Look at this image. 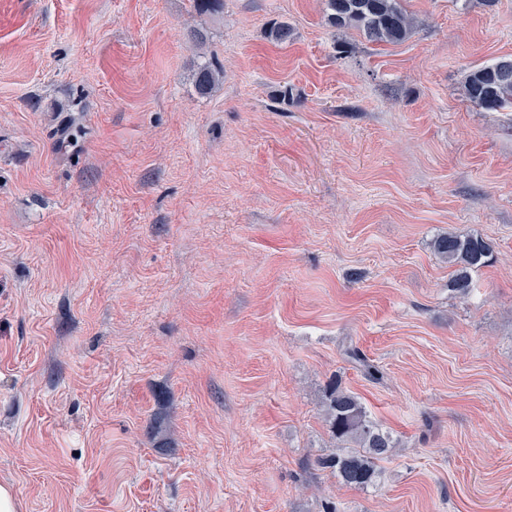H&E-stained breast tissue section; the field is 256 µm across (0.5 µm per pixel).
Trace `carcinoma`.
Returning <instances> with one entry per match:
<instances>
[{
  "label": "carcinoma",
  "instance_id": "1",
  "mask_svg": "<svg viewBox=\"0 0 512 512\" xmlns=\"http://www.w3.org/2000/svg\"><path fill=\"white\" fill-rule=\"evenodd\" d=\"M328 23L336 28L354 27L376 43H398L413 30L414 19L403 6V0H326ZM292 35L286 21L270 25L269 37L277 43L287 42ZM218 72L208 62L200 63L194 72V84L201 95L212 91ZM465 98L489 112L512 109V58L501 57L469 71L463 82ZM434 251L453 268L451 290L466 295L472 288L471 273L485 266L491 247L480 236L461 237L453 233L437 236ZM329 430L340 442L336 454L321 462L330 468L339 482L359 489L377 482V462L389 457L394 448L389 432L374 420L353 393L339 383L330 385L325 395Z\"/></svg>",
  "mask_w": 512,
  "mask_h": 512
}]
</instances>
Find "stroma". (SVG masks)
Instances as JSON below:
<instances>
[{"instance_id": "35a3bbf8", "label": "stroma", "mask_w": 512, "mask_h": 512, "mask_svg": "<svg viewBox=\"0 0 512 512\" xmlns=\"http://www.w3.org/2000/svg\"><path fill=\"white\" fill-rule=\"evenodd\" d=\"M404 5L388 44L325 0H0V483L22 512H512V110L463 95L512 55V0ZM448 232L493 248L465 297ZM335 378L396 442L376 487L318 464ZM194 84L199 94H209L218 81V72L209 62L200 63L194 72Z\"/></svg>"}]
</instances>
